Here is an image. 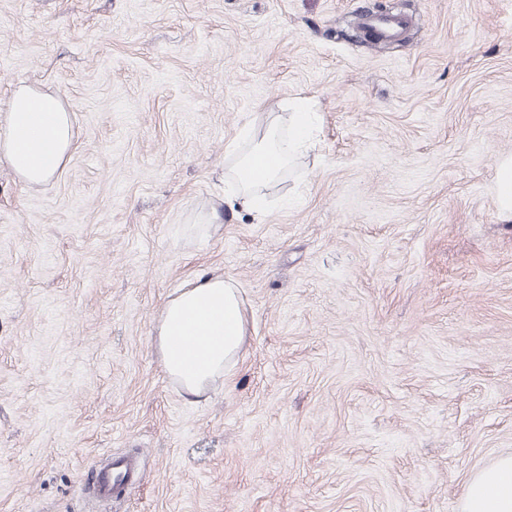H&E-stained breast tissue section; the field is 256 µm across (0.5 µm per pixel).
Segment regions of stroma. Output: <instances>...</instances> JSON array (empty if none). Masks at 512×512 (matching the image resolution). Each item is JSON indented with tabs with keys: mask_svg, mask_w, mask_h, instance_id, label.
Masks as SVG:
<instances>
[{
	"mask_svg": "<svg viewBox=\"0 0 512 512\" xmlns=\"http://www.w3.org/2000/svg\"><path fill=\"white\" fill-rule=\"evenodd\" d=\"M405 29L362 39L361 17ZM60 94L77 147L0 162V512H458L512 454V0H0V110ZM303 99L314 148L225 213L226 144ZM244 292L205 399L154 324L185 282ZM498 204L501 212L512 215V159L504 158L499 163ZM139 469L140 461L136 457H112L110 466L101 469L95 477L91 488L92 498L102 505L120 502Z\"/></svg>",
	"mask_w": 512,
	"mask_h": 512,
	"instance_id": "35a3bbf8",
	"label": "stroma"
}]
</instances>
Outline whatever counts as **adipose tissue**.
Wrapping results in <instances>:
<instances>
[{"instance_id": "obj_1", "label": "adipose tissue", "mask_w": 512, "mask_h": 512, "mask_svg": "<svg viewBox=\"0 0 512 512\" xmlns=\"http://www.w3.org/2000/svg\"><path fill=\"white\" fill-rule=\"evenodd\" d=\"M311 113L264 112L230 141L225 154L234 162L224 178L225 210L265 217L264 199L275 188L292 157L309 148ZM76 143L71 115L57 94L22 86L8 103L0 127V160L25 183L39 185L61 170ZM225 210L211 208L207 221L218 224ZM164 372L182 394L196 401L231 369L248 336L241 290L220 273L198 276L163 303L155 327ZM459 512H512V456L471 475Z\"/></svg>"}]
</instances>
